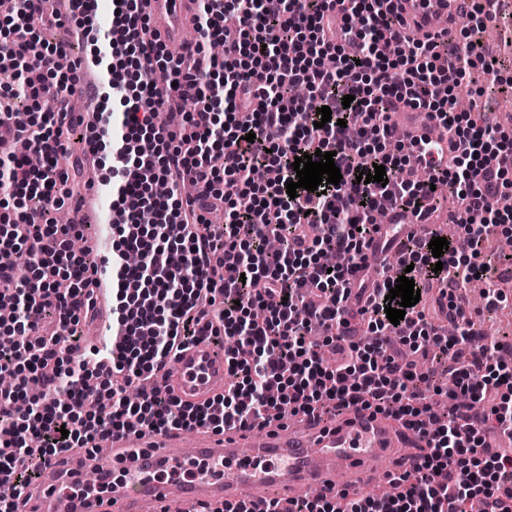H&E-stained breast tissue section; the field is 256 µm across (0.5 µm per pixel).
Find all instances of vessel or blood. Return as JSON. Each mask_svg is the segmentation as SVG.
Here are the masks:
<instances>
[{"instance_id": "b4317fda", "label": "vessel or blood", "mask_w": 512, "mask_h": 512, "mask_svg": "<svg viewBox=\"0 0 512 512\" xmlns=\"http://www.w3.org/2000/svg\"><path fill=\"white\" fill-rule=\"evenodd\" d=\"M462 0H404L407 23H420L423 33H441L442 19L454 18ZM143 11L155 23L161 40L179 54H187L175 30L187 26L194 0H143ZM405 143L425 141L439 146L429 158L437 173L448 166V136L427 113L411 109L400 115ZM173 374L160 387L182 403H202L223 393L229 376L224 349L201 340L182 351L173 362ZM403 430L371 411L347 412L330 424L293 420L274 422L260 432L240 427L215 434L198 430L185 443L181 430L163 434L115 436L90 454L68 451L45 470L20 497L17 512H197L209 505L219 512L225 503L246 505L263 512L275 499L287 500L302 490L312 496H340L366 477L385 471L392 459L414 467L419 458L402 454ZM222 462L223 470L191 482H159L156 468L184 455ZM113 476L102 497L79 498L71 490L87 472Z\"/></svg>"}]
</instances>
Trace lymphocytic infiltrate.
<instances>
[{
	"instance_id": "obj_1",
	"label": "lymphocytic infiltrate",
	"mask_w": 512,
	"mask_h": 512,
	"mask_svg": "<svg viewBox=\"0 0 512 512\" xmlns=\"http://www.w3.org/2000/svg\"><path fill=\"white\" fill-rule=\"evenodd\" d=\"M40 2L23 0L0 23V68H24L23 93L32 101L22 110L0 105V139L24 140L41 159L36 168L22 155L0 160V192L24 202L17 217L0 218V300L17 304L9 323L15 339L0 345V375L43 388L22 411L19 387L0 392V477L23 492L59 453L105 435L220 432L289 414L320 421L359 404L404 421L421 445L413 470L390 475L396 493L275 500L265 512H466L475 499L486 512H512V367L500 362L502 342L470 349L467 314L448 337L421 302L392 324L385 309L395 276L376 289L366 276L373 244L406 255L420 290L489 277L482 245L512 223V209L499 206L512 193V143L503 144L488 120L456 111L452 94H438L477 67L494 86L512 89L478 41L408 35L396 0H279L273 8L265 0H205L186 58L166 51L139 0H114L106 30L84 0H68L66 22L97 47L105 85L98 99L110 90L120 96L119 110L99 106L91 147L110 153L113 195L112 370L103 374L71 356L98 286L90 252L69 249L81 227L41 221L68 195L70 177L58 160L86 117L70 107L77 67L59 71V47L41 35L53 18ZM217 40L221 62L208 53ZM298 86L307 99L294 98ZM188 101L193 111H184ZM403 103L447 130L454 154L446 170L399 179L409 154L393 137L391 117ZM324 106L331 120L320 128ZM163 110L181 112V124L157 123ZM318 151L334 152L339 184L288 196L295 158ZM377 164L386 183L358 182ZM185 181L193 195L180 192ZM160 183L168 194H156ZM441 185L458 201L448 221L461 231L441 257H433L430 235L401 243L378 235L376 212L436 211ZM217 210L220 234L208 220ZM310 224L321 228L313 239ZM271 238L278 249L267 248ZM132 252L141 258L134 267L126 261ZM331 252L342 253L345 265L328 268L323 257ZM358 313L369 322L354 341ZM49 317L56 329L41 335ZM313 323L322 345L308 339ZM203 337L224 347L231 381L222 396L182 405L141 389ZM401 346L444 367L449 388L399 361Z\"/></svg>"
}]
</instances>
